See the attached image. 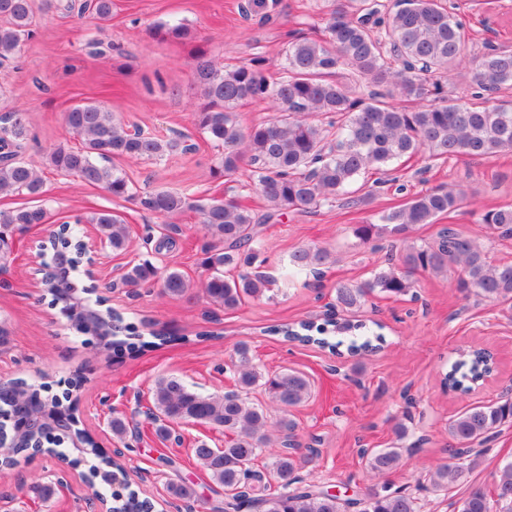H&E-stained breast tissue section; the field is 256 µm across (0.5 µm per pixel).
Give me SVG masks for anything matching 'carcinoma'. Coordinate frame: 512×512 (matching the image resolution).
Segmentation results:
<instances>
[{"label":"carcinoma","mask_w":512,"mask_h":512,"mask_svg":"<svg viewBox=\"0 0 512 512\" xmlns=\"http://www.w3.org/2000/svg\"><path fill=\"white\" fill-rule=\"evenodd\" d=\"M351 2L348 11L336 8L335 0H327L323 36L286 35L281 76L274 81L266 75L260 58L222 67L203 53L195 59V79L202 96L196 125L215 147L224 150V172L232 174L244 162L254 167V190L268 206L264 216H257L241 199L231 196L194 199L167 190L132 193L123 170L108 162L160 160L177 149L178 141L133 132L92 102L75 104L64 113L65 127L78 145L52 149L48 165L113 197H131L148 213L173 217L195 211L202 229L213 239L202 258V265L210 271L203 292L214 307L233 310L244 299L259 298L269 290L270 278L256 266L261 254L258 226L282 211L317 208L340 196L352 203L363 201L365 197L346 191L360 174L419 152L433 160L450 156L485 159L512 152L511 105L469 104L445 91L444 75L468 60L462 24L448 11L445 0H395L390 9L380 0ZM43 6L69 15L89 14L103 27L112 19L113 0H44ZM37 9L36 0H0V60L18 54L34 37ZM154 34L174 43L194 37L180 22L158 24ZM472 63L473 80L481 90L500 94L512 89V49L493 47ZM264 100L275 103L273 118L243 126L236 112L238 104ZM27 136L21 117L0 120V195L44 193L40 170L21 158ZM462 199L454 189L439 186L390 209L379 224L356 225L354 233L365 242L381 236L404 241L414 227L433 224L457 210ZM89 222L97 226L101 240L112 250L131 247L128 227L112 211L95 212ZM482 222L511 234L512 208L491 209L482 215ZM45 223L47 211L40 205L0 209V263L6 264L12 254L15 231ZM79 241L73 235L53 245V250L67 253L76 266ZM328 259L324 248H301L290 255L288 267L318 276ZM452 266L459 269L457 287L473 288L488 301L512 304V264L489 263L474 239L449 227L441 230L434 244L406 245L398 260L388 261L370 279L336 287V306L358 308L374 293L406 295L414 287V272L446 275ZM226 267L239 270L238 275L225 278ZM122 282L132 287L156 285L172 299L184 297L192 288L182 272L161 273L147 261L132 265ZM90 320L88 331L103 345L120 352L140 350L132 337L118 338L112 314L98 311ZM330 326L341 330L338 323L328 320L321 325L302 322L299 332L288 327L276 332L334 351L341 343L326 337ZM381 341V336H354L347 352L352 357L363 356L379 348ZM229 372L236 390L224 395L203 394L179 379L161 378L146 411L162 438L170 436L174 424L224 431V447L212 448L201 441L192 449L209 479L224 489V512H347L357 505L360 512H418L417 498L398 489L345 501L309 486H295L296 472L304 462L297 446L271 455L257 467L271 441L269 429L288 439L295 436L291 411L310 398L312 385L298 371L261 372L245 344L236 348ZM491 372L490 354L474 349L445 374L444 385L465 395ZM255 387L264 388L271 406L280 411L278 419L271 420L269 408L250 401L248 394ZM61 407L59 398L45 399L22 381L0 384V413L14 419L12 427L0 428V438L5 440L0 471L11 468L15 455L40 450L48 432L59 427L82 442V453L98 458L92 476H105L117 467L76 421L69 417L60 421ZM506 426H512V397L465 407L448 421V435L456 446L448 449V461L428 471L429 486L446 492L456 485L480 465L483 450L475 444L488 441ZM361 454L371 476L382 479L400 466L403 449H364ZM170 491L189 506L198 501L195 488L188 484H173ZM151 508V503L129 490L112 496L107 512H151ZM457 512H512V461L497 466L491 491L471 489L458 501Z\"/></svg>","instance_id":"1"}]
</instances>
